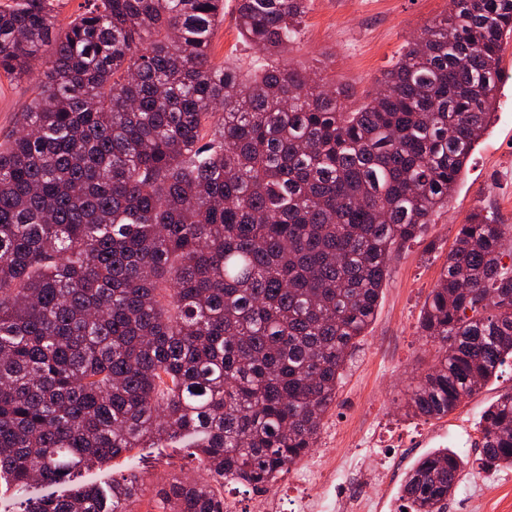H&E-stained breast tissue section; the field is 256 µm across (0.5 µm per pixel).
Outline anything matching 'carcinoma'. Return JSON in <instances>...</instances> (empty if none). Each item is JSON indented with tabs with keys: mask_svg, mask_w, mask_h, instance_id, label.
<instances>
[{
	"mask_svg": "<svg viewBox=\"0 0 512 512\" xmlns=\"http://www.w3.org/2000/svg\"><path fill=\"white\" fill-rule=\"evenodd\" d=\"M60 2L0 3V70L37 86L0 143V477L22 493L187 438L199 478L156 496L224 512L214 486L260 491L316 447L392 256L488 130L512 0H450L354 110L277 61L306 0H238L247 79L210 61L224 0H87L63 32ZM511 235L481 210L459 225L407 415L451 414L512 358ZM478 426L484 466L512 468V392ZM461 468L420 458L409 512H448ZM143 492L120 474L22 512H133Z\"/></svg>",
	"mask_w": 512,
	"mask_h": 512,
	"instance_id": "obj_1",
	"label": "carcinoma"
}]
</instances>
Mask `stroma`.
<instances>
[{
    "instance_id": "obj_1",
    "label": "stroma",
    "mask_w": 512,
    "mask_h": 512,
    "mask_svg": "<svg viewBox=\"0 0 512 512\" xmlns=\"http://www.w3.org/2000/svg\"><path fill=\"white\" fill-rule=\"evenodd\" d=\"M449 0H310L302 21L300 43L289 54L294 66L319 71L328 89L344 92L349 108L361 105L378 79L400 58L406 44ZM237 0H224L209 48L213 64L237 68L249 76L256 55L241 38L236 23ZM502 84L493 123L472 152L448 204L433 215L420 239L395 256L368 335L347 369L321 430L332 450V464L346 470V492L379 498L382 512H403L401 484L409 469L429 452L453 447L464 462L457 493L448 512H512V469H487L478 448L477 422L500 394L512 391V360L484 389L464 399L440 419L412 418L402 409L404 396L431 363L433 349L418 334L421 310L436 285L459 224L476 209L498 212L512 224V40L502 50ZM34 96L26 82L0 74V141L15 129ZM398 432L388 445L389 473L375 482L377 449L364 441L385 419ZM426 436H418L419 428ZM136 472L147 486L137 512H160L151 491L170 474L197 473L179 448H135L103 466L83 471L82 485H102L113 475Z\"/></svg>"
}]
</instances>
